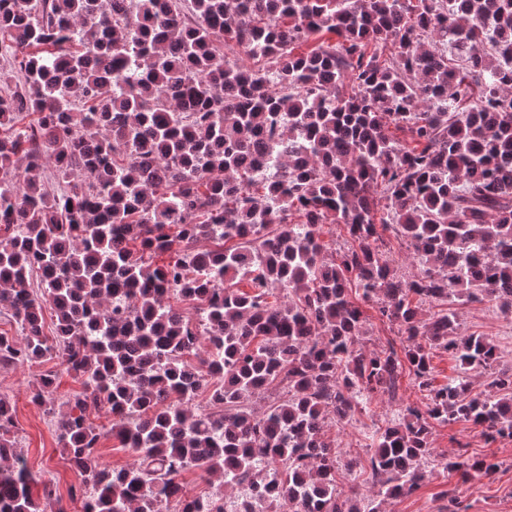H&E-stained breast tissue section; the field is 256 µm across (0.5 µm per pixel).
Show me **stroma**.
Here are the masks:
<instances>
[{
  "instance_id": "obj_1",
  "label": "stroma",
  "mask_w": 512,
  "mask_h": 512,
  "mask_svg": "<svg viewBox=\"0 0 512 512\" xmlns=\"http://www.w3.org/2000/svg\"><path fill=\"white\" fill-rule=\"evenodd\" d=\"M463 333H475L494 341L498 348L501 368H512V314L502 313L495 303L483 301L459 306ZM52 370L59 376L60 394L79 391L80 385L68 374L59 360L44 365L0 367V395L10 399L16 410L15 438L23 451L30 470L38 477L54 482L67 512H81L80 500L68 499L67 493L79 478L61 455L55 426L50 416L30 401V384L42 370ZM425 398L409 379H401L396 399H383L368 411L359 413L356 421L342 427H332L327 436L333 441L342 460H356L350 473L339 474L342 490L356 489L369 494L372 482L361 461L373 451L377 430L385 426L392 414L409 404L423 405ZM468 445L474 458L496 463V471L479 481H462L457 475L429 467L419 489L410 495L386 501L383 512H512V440L486 441L480 428L469 423L438 424L433 429L436 453H447L455 442Z\"/></svg>"
}]
</instances>
